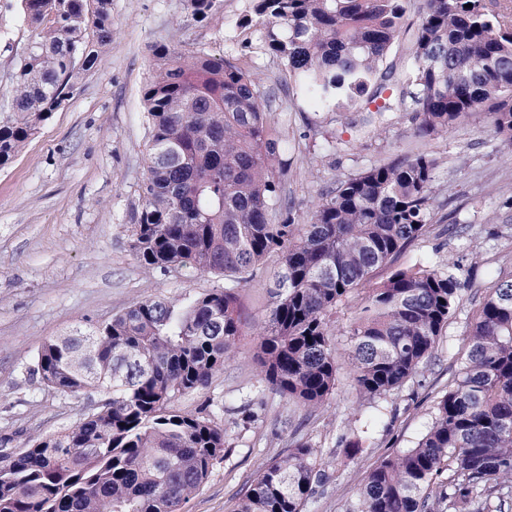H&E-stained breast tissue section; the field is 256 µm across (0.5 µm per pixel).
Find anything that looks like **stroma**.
<instances>
[{
    "label": "stroma",
    "mask_w": 512,
    "mask_h": 512,
    "mask_svg": "<svg viewBox=\"0 0 512 512\" xmlns=\"http://www.w3.org/2000/svg\"><path fill=\"white\" fill-rule=\"evenodd\" d=\"M251 0H222L206 21L188 20L185 0H112L113 35L102 60L85 73L62 106L43 122L11 163L0 167V439L28 447L31 438L61 431L94 405L45 390L28 374L42 344L76 328L98 325L133 302L156 297L180 304L222 286V279L186 271L161 274L139 264L128 246L132 216L140 209L147 173L149 125L141 90L152 46L179 39L183 48L239 55L237 23ZM29 28L19 0H0V113L7 112L17 59ZM288 137V191L306 214L322 181L356 174L392 154L429 152L439 161L436 215L422 240L397 258L462 260L467 285L439 340L438 358L387 398V415L371 448L347 454L336 440L360 428L367 403L353 389L346 352H339L336 391L328 405L308 411L263 387L254 359L258 323L272 303L277 257L239 292L243 334L238 349L209 386L174 401L196 414L223 405L224 457L184 512H231L260 470L297 442H310L331 474L307 512H347L366 474L384 459L413 447L429 425L468 350L469 326L499 275L512 273V148L475 120L429 143L412 136L410 113L390 124L333 123L297 86L279 95ZM335 127L342 146L323 139ZM467 225L448 239L449 220ZM294 426L281 431L280 422Z\"/></svg>",
    "instance_id": "stroma-1"
}]
</instances>
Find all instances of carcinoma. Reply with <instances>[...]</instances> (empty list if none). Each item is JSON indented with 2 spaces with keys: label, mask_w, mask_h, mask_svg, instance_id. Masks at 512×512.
<instances>
[{
  "label": "carcinoma",
  "mask_w": 512,
  "mask_h": 512,
  "mask_svg": "<svg viewBox=\"0 0 512 512\" xmlns=\"http://www.w3.org/2000/svg\"><path fill=\"white\" fill-rule=\"evenodd\" d=\"M220 2L186 0L196 22ZM21 10L30 38L0 118L1 167L112 41V0H21ZM406 12V0H252L241 44L276 60L314 103L349 111L388 88L383 63L410 31L406 83L361 123L409 112L413 137L431 141L481 118L512 146L509 0H425L412 31ZM153 57L142 88L149 162L129 248L150 270L224 286L181 307L146 298L43 344L30 376L54 393L103 399L0 468V512H182L223 459L224 430L214 411L183 415L173 401L207 387L232 357L237 292L271 253L280 267L257 333L263 380L298 407L323 406L336 389V337H346L355 391L370 409L350 442L359 450L371 446L388 395L436 358L456 311L457 262L375 280L434 219L436 157L389 156L330 181L301 221L284 196L290 163L276 96L253 70L175 45ZM355 297L359 312L337 327L333 313ZM469 336L426 433L369 471L349 512H512V274L492 286ZM328 479L299 443L259 472L232 512H305Z\"/></svg>",
  "instance_id": "carcinoma-1"
}]
</instances>
